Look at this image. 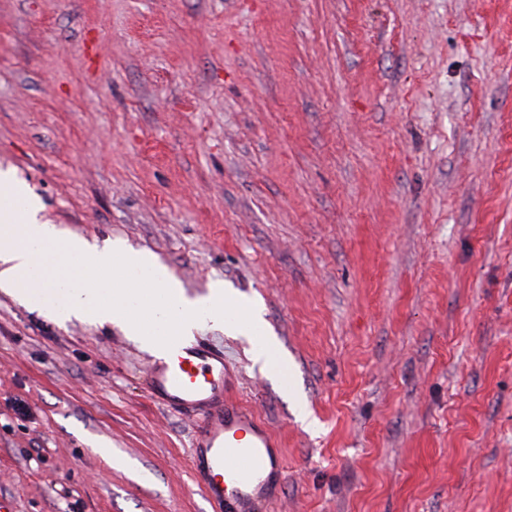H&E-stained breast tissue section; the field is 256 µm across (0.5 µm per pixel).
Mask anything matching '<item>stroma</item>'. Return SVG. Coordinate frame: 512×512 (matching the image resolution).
<instances>
[{"label":"stroma","mask_w":512,"mask_h":512,"mask_svg":"<svg viewBox=\"0 0 512 512\" xmlns=\"http://www.w3.org/2000/svg\"><path fill=\"white\" fill-rule=\"evenodd\" d=\"M8 168L261 303L286 374L197 333L280 445L275 512H512V0H0ZM151 358L0 291L15 512H211Z\"/></svg>","instance_id":"1"}]
</instances>
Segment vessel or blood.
Here are the masks:
<instances>
[{"label":"vessel or blood","instance_id":"obj_1","mask_svg":"<svg viewBox=\"0 0 512 512\" xmlns=\"http://www.w3.org/2000/svg\"><path fill=\"white\" fill-rule=\"evenodd\" d=\"M223 350L179 339L148 366L147 396L193 423L191 464L212 512H258L286 475L283 455L255 412L227 398Z\"/></svg>","mask_w":512,"mask_h":512}]
</instances>
